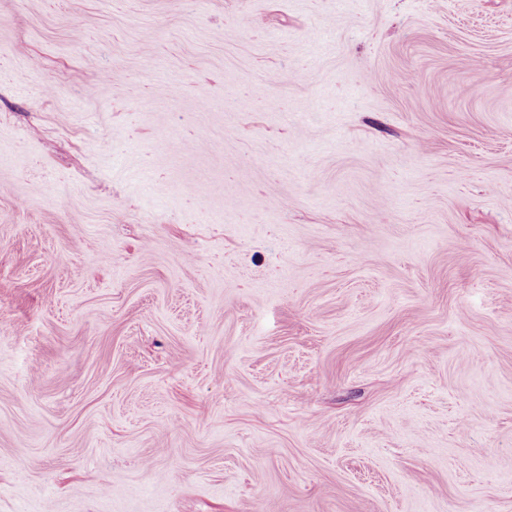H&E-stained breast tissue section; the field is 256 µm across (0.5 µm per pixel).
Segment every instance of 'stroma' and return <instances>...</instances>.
Returning <instances> with one entry per match:
<instances>
[{
    "instance_id": "obj_1",
    "label": "stroma",
    "mask_w": 512,
    "mask_h": 512,
    "mask_svg": "<svg viewBox=\"0 0 512 512\" xmlns=\"http://www.w3.org/2000/svg\"><path fill=\"white\" fill-rule=\"evenodd\" d=\"M0 512H512V0H0Z\"/></svg>"
}]
</instances>
